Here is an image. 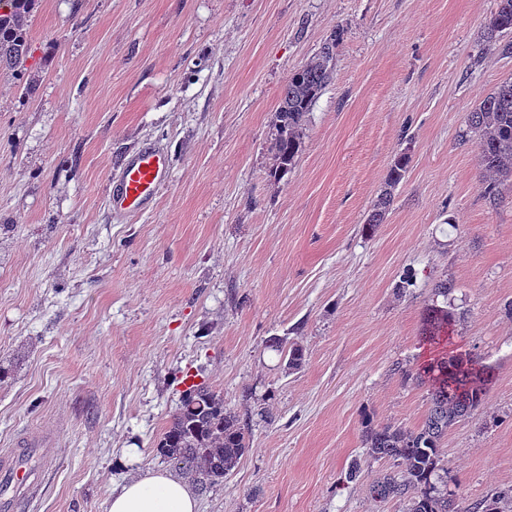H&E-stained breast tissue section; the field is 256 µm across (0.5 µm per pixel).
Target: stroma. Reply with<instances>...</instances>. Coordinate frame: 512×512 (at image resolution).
I'll return each mask as SVG.
<instances>
[{"mask_svg":"<svg viewBox=\"0 0 512 512\" xmlns=\"http://www.w3.org/2000/svg\"><path fill=\"white\" fill-rule=\"evenodd\" d=\"M496 7L40 0L22 70L0 66V450L53 442L20 512H108L125 479L168 469L156 444L189 379L250 418L199 512H401L368 494L386 464L363 424H422L427 389L402 371L431 352L423 313L446 278L450 349L494 369L444 439L448 472L466 508L512 487V191L486 199L465 124L512 75L484 37ZM336 28L335 77L275 181L279 93ZM143 146L166 151L169 180L145 210H112ZM274 336L302 346L299 370ZM356 458L364 478L346 481ZM410 157L406 153L394 156L386 178L385 187L374 201L364 224L365 232L374 233L379 224L385 222L386 216L393 205L394 191L402 182L409 167ZM267 347L280 356L288 371L299 369L304 362V353L300 345L287 341V338L272 337L267 341Z\"/></svg>","mask_w":512,"mask_h":512,"instance_id":"35a3bbf8","label":"stroma"}]
</instances>
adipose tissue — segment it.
<instances>
[{
  "instance_id": "1",
  "label": "adipose tissue",
  "mask_w": 512,
  "mask_h": 512,
  "mask_svg": "<svg viewBox=\"0 0 512 512\" xmlns=\"http://www.w3.org/2000/svg\"><path fill=\"white\" fill-rule=\"evenodd\" d=\"M108 512H198V500L186 479L150 471L114 490Z\"/></svg>"
}]
</instances>
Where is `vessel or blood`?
<instances>
[{
	"label": "vessel or blood",
	"instance_id": "obj_1",
	"mask_svg": "<svg viewBox=\"0 0 512 512\" xmlns=\"http://www.w3.org/2000/svg\"><path fill=\"white\" fill-rule=\"evenodd\" d=\"M168 175L165 152L153 147L139 149L124 166L122 179L110 196L111 208L128 212L143 210L156 198ZM45 457V452L34 450L29 461L0 468V485L31 489L40 480L38 464Z\"/></svg>",
	"mask_w": 512,
	"mask_h": 512
}]
</instances>
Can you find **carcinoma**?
I'll list each match as a JSON object with an SVG mask.
<instances>
[{"label": "carcinoma", "mask_w": 512, "mask_h": 512, "mask_svg": "<svg viewBox=\"0 0 512 512\" xmlns=\"http://www.w3.org/2000/svg\"><path fill=\"white\" fill-rule=\"evenodd\" d=\"M34 4L35 0H7L6 10L0 13V64L20 65L30 53L25 19ZM511 34L512 0H498L485 24L486 41L501 54H512ZM340 39L341 33L332 32L320 51L293 71L282 87L270 135L271 174L277 180L288 175L302 153L304 126L319 95L333 80ZM467 127L477 140L484 194L496 199L512 184V77L502 80L468 112ZM409 163L406 153L394 156L385 187L366 217V233H374L385 222ZM453 289L446 279L434 282V300L423 318L425 339L435 341L455 325L457 315L448 308ZM439 297L443 301H437ZM267 347L290 371L304 362L303 349L295 342L272 337ZM404 374L428 388V412L415 429L385 424L365 431L367 455L390 464V470L368 484V493L383 505L398 502L402 512H462L449 487L441 445L450 427L482 405L492 381L491 368L467 352L446 351L419 365L415 374L408 370ZM248 449L245 423L226 408L223 395L202 383L183 391L181 405L157 443L160 456L190 478L201 494L224 482ZM470 512H512V488L493 493Z\"/></svg>", "instance_id": "obj_1"}]
</instances>
